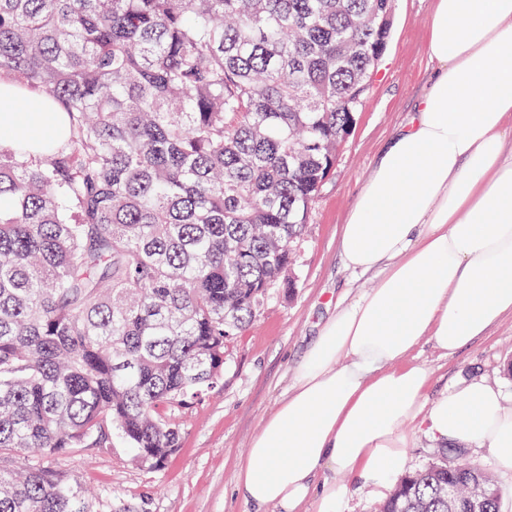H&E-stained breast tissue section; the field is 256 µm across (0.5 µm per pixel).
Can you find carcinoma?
I'll list each match as a JSON object with an SVG mask.
<instances>
[{
  "label": "carcinoma",
  "mask_w": 512,
  "mask_h": 512,
  "mask_svg": "<svg viewBox=\"0 0 512 512\" xmlns=\"http://www.w3.org/2000/svg\"><path fill=\"white\" fill-rule=\"evenodd\" d=\"M393 0H0V75L49 95L64 143L0 141V512H150L50 467L112 447L157 472L224 378L336 163ZM444 448L378 512H499ZM459 487L448 501V486Z\"/></svg>",
  "instance_id": "carcinoma-1"
}]
</instances>
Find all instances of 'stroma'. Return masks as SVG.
<instances>
[{"mask_svg":"<svg viewBox=\"0 0 512 512\" xmlns=\"http://www.w3.org/2000/svg\"><path fill=\"white\" fill-rule=\"evenodd\" d=\"M433 0H395L391 35L375 82L355 112L336 163L312 205L297 243V286L269 290L256 319L224 344V381L181 417L180 449L165 468L137 467L120 437L108 448H75L57 466L94 493L127 503L152 499L151 512H253L233 492L237 462L263 421L278 407L297 365L337 306L352 304L372 287L374 274L355 275L343 264L336 239L348 210L370 176L381 145L404 122L431 74L427 56ZM412 363L428 369L426 398L470 376L486 377L512 404V314L487 336L455 355L432 343Z\"/></svg>","mask_w":512,"mask_h":512,"instance_id":"stroma-1","label":"stroma"}]
</instances>
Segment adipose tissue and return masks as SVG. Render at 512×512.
I'll return each instance as SVG.
<instances>
[{"label": "adipose tissue", "instance_id": "ef3b65f1", "mask_svg": "<svg viewBox=\"0 0 512 512\" xmlns=\"http://www.w3.org/2000/svg\"><path fill=\"white\" fill-rule=\"evenodd\" d=\"M426 92L378 154L342 227L345 267L377 272L337 309L279 409L236 468L256 507L341 512L355 489H387L415 425L435 446L482 452L512 476V406L481 378L432 401L423 342L451 356L512 314V0H436ZM62 113L0 77V140L55 135Z\"/></svg>", "mask_w": 512, "mask_h": 512}]
</instances>
